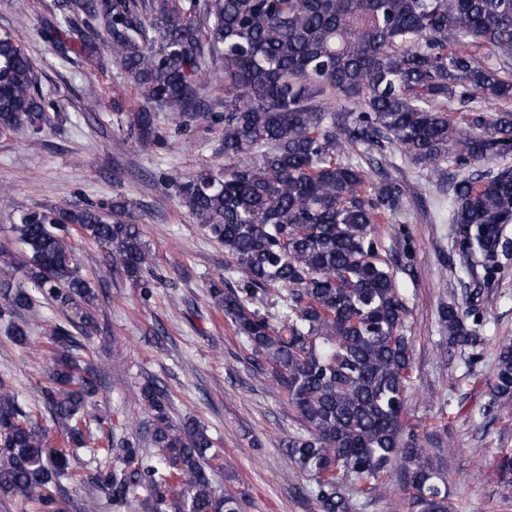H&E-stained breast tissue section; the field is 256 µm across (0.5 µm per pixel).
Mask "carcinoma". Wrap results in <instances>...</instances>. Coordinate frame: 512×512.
I'll list each match as a JSON object with an SVG mask.
<instances>
[{"mask_svg":"<svg viewBox=\"0 0 512 512\" xmlns=\"http://www.w3.org/2000/svg\"><path fill=\"white\" fill-rule=\"evenodd\" d=\"M41 34L63 59L106 42L141 100L126 124L142 141L155 140L157 111L223 125L219 151L232 164L176 182L177 194L246 278L239 288L211 286V296L288 394L302 432L285 448L318 512H354L353 493L373 490L400 459L417 512H449L442 477L405 433L408 310L374 231L403 190L393 181L365 187L362 166L340 156L362 145L420 165L455 164L462 174L451 183L448 223L463 262L496 279L512 260L499 248L512 224V0H57ZM483 47L497 64L479 57ZM216 62L224 111L203 113ZM48 107L31 58L0 33V133L43 129ZM121 209L23 211L11 231L24 259L0 247V265L21 273L0 282V318L30 309L36 293L71 311L50 330L52 369L41 387L68 447H49L39 413L0 380V495L61 512L65 480L119 509L142 499L149 512H240L236 496L211 485L224 456L197 421L170 422L156 382L140 389L154 416L151 459L110 436L88 448L98 384L84 339L96 328V293L71 239L77 232L103 247L150 288L144 272L154 259L138 225L115 216ZM270 288L286 296L275 319L252 308ZM440 316L450 344L477 346L467 324L477 309L451 305ZM493 388L512 399L511 342L499 349ZM86 448L121 465L78 470L72 457ZM493 475L512 485L511 453H500Z\"/></svg>","mask_w":512,"mask_h":512,"instance_id":"carcinoma-1","label":"carcinoma"}]
</instances>
